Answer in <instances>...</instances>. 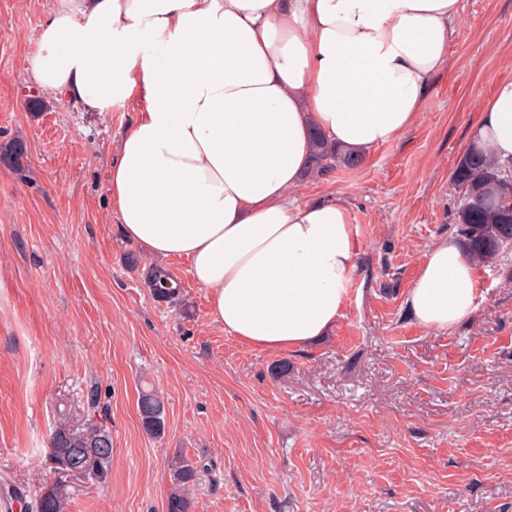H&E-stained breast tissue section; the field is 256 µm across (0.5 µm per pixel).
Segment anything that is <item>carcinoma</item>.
I'll return each mask as SVG.
<instances>
[{"label":"carcinoma","mask_w":512,"mask_h":512,"mask_svg":"<svg viewBox=\"0 0 512 512\" xmlns=\"http://www.w3.org/2000/svg\"><path fill=\"white\" fill-rule=\"evenodd\" d=\"M24 158L26 146L23 141L0 144V163L20 169ZM341 162L354 166L358 164V158L343 153L319 133H314L306 176H327ZM452 180L462 192L455 220L466 253L475 264L488 263L502 255L512 243V162L501 161L488 146L471 148L459 159ZM146 280L154 296L163 302L175 299L180 293L181 282L164 268H150ZM137 411L148 435L159 437L164 434L165 406L158 392L141 390ZM105 441L112 442L110 432L92 421L70 435L56 429L49 438L50 459L59 463L67 448H101ZM111 461L110 451L95 454L85 477L96 481L106 478ZM201 469L203 465L185 455H177L170 461L166 512H192L190 490L197 484ZM37 512H66V501L60 494L43 496L39 498Z\"/></svg>","instance_id":"carcinoma-1"}]
</instances>
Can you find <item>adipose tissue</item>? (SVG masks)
Segmentation results:
<instances>
[{"instance_id": "adipose-tissue-1", "label": "adipose tissue", "mask_w": 512, "mask_h": 512, "mask_svg": "<svg viewBox=\"0 0 512 512\" xmlns=\"http://www.w3.org/2000/svg\"><path fill=\"white\" fill-rule=\"evenodd\" d=\"M461 0H59L30 56L40 91L82 112L143 108L107 172L127 239L184 257L225 334L259 350L326 336L359 231L338 199L301 203L312 130L365 155L424 109ZM512 158V80L470 127ZM461 243L432 244L405 302L450 330L475 309Z\"/></svg>"}]
</instances>
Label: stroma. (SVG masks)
<instances>
[{"mask_svg": "<svg viewBox=\"0 0 512 512\" xmlns=\"http://www.w3.org/2000/svg\"><path fill=\"white\" fill-rule=\"evenodd\" d=\"M56 2L0 0V144L27 146L23 171L0 165V512H32L51 433L88 421L110 431L112 468L62 477L66 512H165L177 454L207 467L194 512H512V248L477 266L455 329L404 304L431 245L457 234L450 175L512 79V0H462L422 116L295 189L348 205L359 256L333 331L283 351L225 335L186 258L125 237L106 171L136 107L78 112L35 89L30 50ZM155 265L181 281L174 302L146 285ZM144 386L165 401L158 438ZM137 411L143 430L150 436L159 437L165 429L163 397L153 389H142L138 396Z\"/></svg>", "mask_w": 512, "mask_h": 512, "instance_id": "1", "label": "stroma"}]
</instances>
